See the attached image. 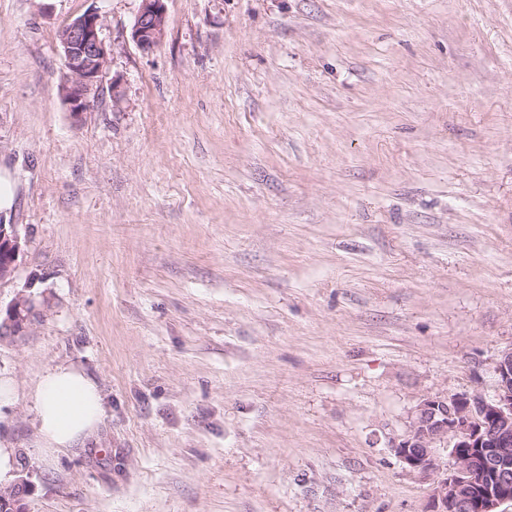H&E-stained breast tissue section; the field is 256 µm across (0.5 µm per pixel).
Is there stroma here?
<instances>
[{
  "label": "stroma",
  "mask_w": 512,
  "mask_h": 512,
  "mask_svg": "<svg viewBox=\"0 0 512 512\" xmlns=\"http://www.w3.org/2000/svg\"><path fill=\"white\" fill-rule=\"evenodd\" d=\"M0 0V443L26 512H428L391 441L512 348V0ZM104 20L80 119L60 28ZM96 435L37 446L41 374ZM139 1V9L131 29V38L139 49L149 52L165 35L166 8L164 0ZM27 245L17 224L3 223L0 213V284L13 278L19 256ZM41 315V304L32 295L18 292L4 314L0 305V333L10 334L4 336L22 335ZM38 423V448L54 453L92 437L102 415L98 385L72 366H55L39 378L31 396Z\"/></svg>",
  "instance_id": "stroma-1"
}]
</instances>
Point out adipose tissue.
Here are the masks:
<instances>
[{"mask_svg":"<svg viewBox=\"0 0 512 512\" xmlns=\"http://www.w3.org/2000/svg\"><path fill=\"white\" fill-rule=\"evenodd\" d=\"M39 448L54 453L84 443L98 429L102 396L98 385L72 366L47 369L32 394Z\"/></svg>","mask_w":512,"mask_h":512,"instance_id":"adipose-tissue-1","label":"adipose tissue"}]
</instances>
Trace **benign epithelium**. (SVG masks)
Here are the masks:
<instances>
[{
	"label": "benign epithelium",
	"mask_w": 512,
	"mask_h": 512,
	"mask_svg": "<svg viewBox=\"0 0 512 512\" xmlns=\"http://www.w3.org/2000/svg\"><path fill=\"white\" fill-rule=\"evenodd\" d=\"M166 24L164 0H140L131 38L149 52L164 37ZM102 28V16L88 11L59 30L67 70L61 92L76 120L109 63ZM26 245L18 225L0 219V284L13 278ZM41 315V304L19 292L0 312V333L19 336ZM495 377L490 399L467 393L422 399L409 414L406 433L391 441L398 459L422 474L436 469L434 448H450L455 467L434 481L429 512H505L502 506H512V348L500 355ZM27 490V476L21 474L10 489L0 490V500H16Z\"/></svg>",
	"instance_id": "7a95c632"
}]
</instances>
